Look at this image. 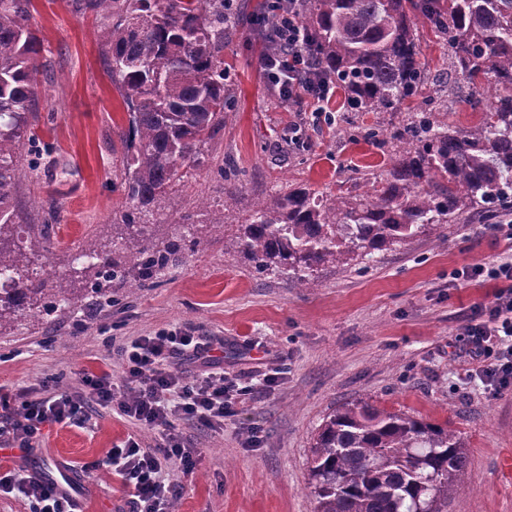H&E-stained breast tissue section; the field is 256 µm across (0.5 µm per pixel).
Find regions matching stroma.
Instances as JSON below:
<instances>
[{
	"instance_id": "stroma-1",
	"label": "stroma",
	"mask_w": 512,
	"mask_h": 512,
	"mask_svg": "<svg viewBox=\"0 0 512 512\" xmlns=\"http://www.w3.org/2000/svg\"><path fill=\"white\" fill-rule=\"evenodd\" d=\"M30 27L42 41L36 97L28 112L35 139L20 162L29 175L16 189L14 231L36 245L35 225H56L65 246L92 250L121 239L125 196L120 136L128 128L123 99L98 37L108 24L85 0H33ZM265 0H235L238 25L224 35V63L235 95L233 114L148 217L156 241L197 239L173 255L154 286L107 303L85 297L41 319L0 325V391L45 382L69 385L82 371L123 366L114 346L163 329L193 328L216 345L226 377L252 387L223 432L184 422L178 430L197 455L176 474L178 512H314L311 448L324 419L343 404L366 401L455 431L468 465L448 512H512V390L495 393L470 379L459 335L474 306L498 290L493 281L457 278L463 268L512 262V240L487 224H453L446 241L424 232L346 264L318 268L303 288L281 272H257L242 251L238 227L256 200L291 186L326 194H361L357 170L381 172L388 152L352 141L347 124L375 122L372 112L343 111L344 95L326 104L334 123L309 106L271 102L260 68L264 52L251 18ZM462 127L484 112L466 81L440 89ZM304 126L306 143L283 136ZM237 195L226 198L225 187ZM223 217L225 232L210 222ZM270 388H262L264 379ZM137 435L116 411H96L90 425L44 428L29 452L0 449V467L71 478L83 512H130L121 478L99 462Z\"/></svg>"
}]
</instances>
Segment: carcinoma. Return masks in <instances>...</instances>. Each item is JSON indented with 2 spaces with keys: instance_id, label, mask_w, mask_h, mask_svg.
<instances>
[{
  "instance_id": "carcinoma-1",
  "label": "carcinoma",
  "mask_w": 512,
  "mask_h": 512,
  "mask_svg": "<svg viewBox=\"0 0 512 512\" xmlns=\"http://www.w3.org/2000/svg\"><path fill=\"white\" fill-rule=\"evenodd\" d=\"M230 0H88L111 18L101 31L106 65L128 109L122 134V218L131 246L74 253L55 243L52 225L38 235L43 252L8 244L14 191L26 173L18 161L35 94L41 39L25 25L32 0H0V272L18 288L0 289V324L38 318L79 298L67 278L34 282L30 269L62 255L70 271H94L87 294L112 281L133 294L163 268L183 239L158 248L145 207L164 196L180 170L201 162L202 147L224 126L234 99L224 74V33L235 24ZM448 47L450 77L487 93L475 128L436 120L431 110L390 129L384 121L352 127L349 136L390 148L389 166L367 179L365 194L324 198L308 186L255 201L241 236L259 273L278 270L295 288L325 263H345L426 229L471 216L487 223L512 202V0H303L311 56L345 92L347 112H396L422 94L425 71L415 20ZM262 6L255 28L272 35ZM316 512H445L460 489L467 449L452 430L366 402L327 417L312 450Z\"/></svg>"
}]
</instances>
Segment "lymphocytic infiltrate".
<instances>
[{
  "label": "lymphocytic infiltrate",
  "instance_id": "lymphocytic-infiltrate-1",
  "mask_svg": "<svg viewBox=\"0 0 512 512\" xmlns=\"http://www.w3.org/2000/svg\"><path fill=\"white\" fill-rule=\"evenodd\" d=\"M275 10V36L282 51L267 53L262 68L268 80L283 83L286 101L309 102L322 110L335 93L332 84L312 78L314 62L305 49L300 21L302 0H269ZM469 376L491 390L512 387V289L496 292L478 305L461 328ZM213 345L193 329L160 332L120 346L124 365L120 379L110 371L83 374L78 390L31 385L22 391L0 394V447L33 448L44 427L86 425L99 408L116 409L132 424L155 431L153 446L128 438L110 449L102 467L121 476L129 490L130 512H172L178 486L174 469H190L191 449L177 438L180 421L197 419L220 432L233 404L244 394L237 382L215 371ZM182 354L200 363L194 376L171 369L170 358ZM21 495L27 512H81L73 493L45 481L36 473L0 470V494Z\"/></svg>",
  "mask_w": 512,
  "mask_h": 512
}]
</instances>
